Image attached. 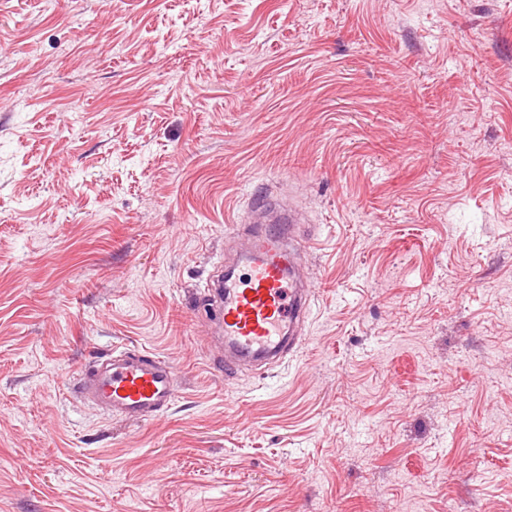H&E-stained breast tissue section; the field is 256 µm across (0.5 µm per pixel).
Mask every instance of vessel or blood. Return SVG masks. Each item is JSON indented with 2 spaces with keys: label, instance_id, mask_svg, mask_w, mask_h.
I'll return each instance as SVG.
<instances>
[{
  "label": "vessel or blood",
  "instance_id": "obj_1",
  "mask_svg": "<svg viewBox=\"0 0 512 512\" xmlns=\"http://www.w3.org/2000/svg\"><path fill=\"white\" fill-rule=\"evenodd\" d=\"M257 211L275 215L272 228L250 232L235 267L214 282V313L224 337V368L281 361L301 343L297 332L310 308V290L297 284L302 254L290 211L261 199ZM176 371L168 362L123 350L103 357L79 378L80 395L108 415L157 418L174 400Z\"/></svg>",
  "mask_w": 512,
  "mask_h": 512
}]
</instances>
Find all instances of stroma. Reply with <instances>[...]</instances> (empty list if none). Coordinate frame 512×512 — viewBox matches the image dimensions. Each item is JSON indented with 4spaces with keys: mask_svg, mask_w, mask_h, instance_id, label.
Wrapping results in <instances>:
<instances>
[{
    "mask_svg": "<svg viewBox=\"0 0 512 512\" xmlns=\"http://www.w3.org/2000/svg\"><path fill=\"white\" fill-rule=\"evenodd\" d=\"M269 192L310 311L228 373ZM125 348L157 419L76 393ZM0 512H512V0H0ZM176 376L168 362L124 349L85 369L79 378V394L109 416L146 421L171 405Z\"/></svg>",
    "mask_w": 512,
    "mask_h": 512,
    "instance_id": "1",
    "label": "stroma"
}]
</instances>
